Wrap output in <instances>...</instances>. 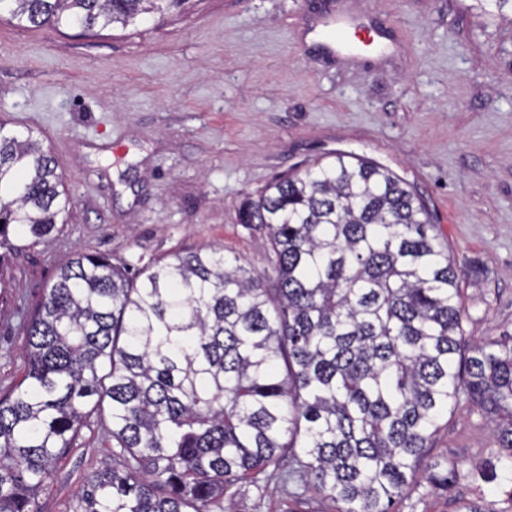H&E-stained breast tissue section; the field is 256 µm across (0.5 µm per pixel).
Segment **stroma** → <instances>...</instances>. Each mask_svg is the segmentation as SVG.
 Returning <instances> with one entry per match:
<instances>
[{"label":"stroma","instance_id":"obj_1","mask_svg":"<svg viewBox=\"0 0 512 512\" xmlns=\"http://www.w3.org/2000/svg\"><path fill=\"white\" fill-rule=\"evenodd\" d=\"M322 0H193L126 31L0 19V121L48 147L67 223L0 266V393L25 370L23 324L75 253L128 263L216 246L256 272L267 231L239 210L271 182L337 152L375 161L424 200L462 277L466 335L512 333V20L471 0H333L372 10L395 45L367 69L328 59L305 30ZM109 409L87 416L37 496L73 512L112 458ZM497 423L445 415L421 481L396 512H512V485L443 483L444 459L488 456ZM238 512H286L287 486L235 490Z\"/></svg>","mask_w":512,"mask_h":512}]
</instances>
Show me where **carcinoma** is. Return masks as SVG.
I'll return each instance as SVG.
<instances>
[{"mask_svg":"<svg viewBox=\"0 0 512 512\" xmlns=\"http://www.w3.org/2000/svg\"><path fill=\"white\" fill-rule=\"evenodd\" d=\"M190 0H0L22 27L126 29ZM483 15L512 0H472ZM0 123V264L66 223L50 151ZM273 276L216 249L124 262L78 252L25 322L27 371L0 395V512L36 494L108 403L112 461L76 512H236L279 478L331 512L409 498L442 416L498 419L500 453L467 475L512 483V335L469 341L448 243L389 169L338 154L248 199ZM288 455V470L281 468Z\"/></svg>","mask_w":512,"mask_h":512,"instance_id":"obj_1","label":"carcinoma"}]
</instances>
